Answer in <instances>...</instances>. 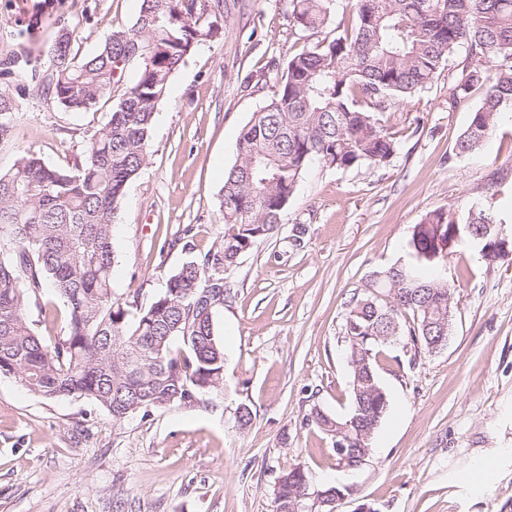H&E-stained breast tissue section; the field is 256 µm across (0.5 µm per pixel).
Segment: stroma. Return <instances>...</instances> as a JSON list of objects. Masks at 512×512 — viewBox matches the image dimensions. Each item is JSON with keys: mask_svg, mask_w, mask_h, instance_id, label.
Wrapping results in <instances>:
<instances>
[{"mask_svg": "<svg viewBox=\"0 0 512 512\" xmlns=\"http://www.w3.org/2000/svg\"><path fill=\"white\" fill-rule=\"evenodd\" d=\"M139 0H0V90L15 101L0 139V172L25 153L65 168L105 126L110 104L67 112L33 94L60 29L78 55L133 24ZM218 33L172 76L155 114L149 160L126 187L113 226L112 292L148 305L168 278L224 233V173L237 137L279 87L276 71L303 46L288 0H197ZM391 115L398 146L379 165H310L277 231L227 275L230 297L215 334L224 345L220 389L190 403L114 423L93 400H47L0 376V512H272L275 480L308 468L314 488L341 472L330 437L307 426L314 409L350 411L346 306L373 271L410 263L415 224L434 210L465 223L470 202L494 196L512 222V106L478 152L455 144L481 101L448 105V69ZM306 235L291 238L296 225ZM193 250H185V243ZM455 307L447 345L435 353L385 347L378 374L389 408L363 467L344 473L375 512H512V264L483 260L460 239L437 272ZM67 311L44 290L27 318L45 340L62 335ZM252 420L240 425V407Z\"/></svg>", "mask_w": 512, "mask_h": 512, "instance_id": "stroma-1", "label": "stroma"}]
</instances>
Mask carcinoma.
<instances>
[{
    "instance_id": "carcinoma-1",
    "label": "carcinoma",
    "mask_w": 512,
    "mask_h": 512,
    "mask_svg": "<svg viewBox=\"0 0 512 512\" xmlns=\"http://www.w3.org/2000/svg\"><path fill=\"white\" fill-rule=\"evenodd\" d=\"M334 2L289 0L293 26L315 42L288 59L278 93L239 133L238 158L224 173V234L171 275L150 304L132 309L112 297L114 219L127 184L147 164L153 117L172 74L213 27L202 23L196 0H140L133 24L112 30L92 54L79 59L70 33L56 37L51 73L38 90L66 110L88 112L109 101L127 59L138 70L82 161L58 169L25 153L0 173V243L9 245L0 257L1 375L17 376L46 399H92L116 423L141 409L191 402L224 379V346L214 314L200 302L208 290L230 295L216 268L232 271L278 228L312 162L348 169L390 160L397 141L384 115L431 85L461 44L468 52L448 84V104L476 89L483 98L456 151L470 155L485 145L502 108L512 105V0H350L349 18L336 25ZM12 111L0 91V136ZM501 223L492 207L476 202L459 235L483 250L493 240L488 225ZM454 224L436 210L413 227V264L380 271L389 306L349 301V415L313 412L308 422L322 430L356 420L346 431L356 454L370 447L389 407L377 372L381 348L394 336L427 352L450 334L448 285L419 268L451 256L439 242ZM46 288L67 306L66 332L50 344L26 316ZM307 478L301 466L279 474L274 512H290Z\"/></svg>"
}]
</instances>
